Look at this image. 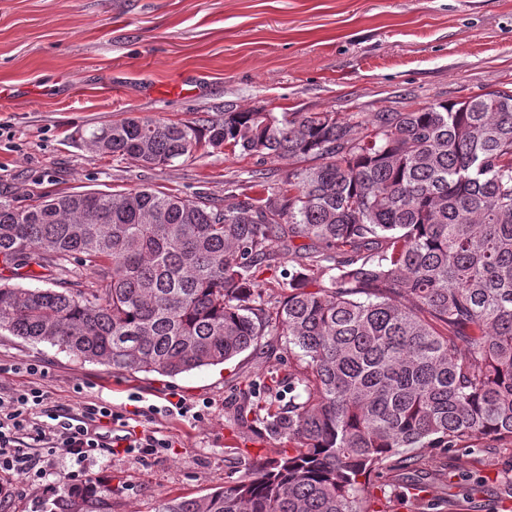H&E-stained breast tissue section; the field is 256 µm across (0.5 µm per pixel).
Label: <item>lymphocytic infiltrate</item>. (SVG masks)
Wrapping results in <instances>:
<instances>
[{"label": "lymphocytic infiltrate", "mask_w": 512, "mask_h": 512, "mask_svg": "<svg viewBox=\"0 0 512 512\" xmlns=\"http://www.w3.org/2000/svg\"><path fill=\"white\" fill-rule=\"evenodd\" d=\"M45 398L37 387L0 395V472L42 482L50 492L55 485L47 480L45 458L62 453L84 464L106 447L108 431L123 416L110 405L91 403L77 414H55L54 424L47 426L35 417Z\"/></svg>", "instance_id": "f902f5d3"}]
</instances>
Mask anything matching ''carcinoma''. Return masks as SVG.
Wrapping results in <instances>:
<instances>
[{"label": "carcinoma", "instance_id": "obj_1", "mask_svg": "<svg viewBox=\"0 0 512 512\" xmlns=\"http://www.w3.org/2000/svg\"><path fill=\"white\" fill-rule=\"evenodd\" d=\"M86 143L148 168L218 151L311 161L281 187L230 185L223 207L149 188L25 208L0 194L1 262L55 280L73 259L93 275L0 284V331L120 373L174 377L271 333L298 361L288 411L255 401L242 417L295 453L156 512H365L367 480L426 469L418 448L512 443V88L370 120L132 116ZM285 256L276 290L262 287ZM111 495L61 481L47 512H104Z\"/></svg>", "mask_w": 512, "mask_h": 512}]
</instances>
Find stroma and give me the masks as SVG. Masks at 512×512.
Wrapping results in <instances>:
<instances>
[{"label":"stroma","instance_id":"1","mask_svg":"<svg viewBox=\"0 0 512 512\" xmlns=\"http://www.w3.org/2000/svg\"><path fill=\"white\" fill-rule=\"evenodd\" d=\"M512 87V0H0V193L27 207L46 195L150 188L229 202L230 183L284 161L197 154L150 169L82 140L131 116L175 122L228 112H352L464 100ZM279 336L230 362L173 378L115 373L47 343L0 333V390L37 384L46 410L107 403L168 439L147 456L97 452L84 467L112 481L110 512H154L202 497L245 462L290 453L287 440L240 417L255 385L288 406ZM192 416L168 414L171 394ZM429 475L390 472L363 493L366 512H512V446L424 448ZM454 505H447V497ZM40 485L0 475V512H42Z\"/></svg>","mask_w":512,"mask_h":512}]
</instances>
